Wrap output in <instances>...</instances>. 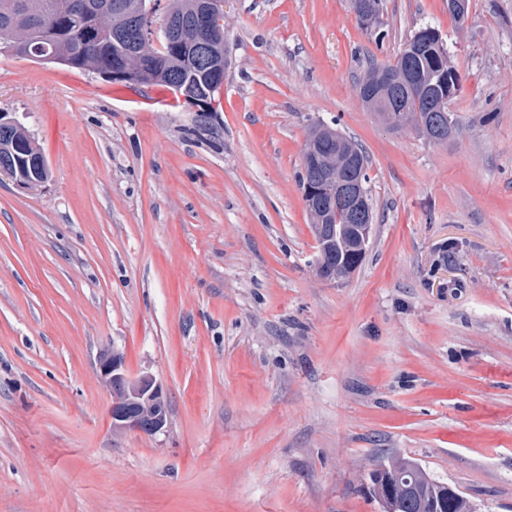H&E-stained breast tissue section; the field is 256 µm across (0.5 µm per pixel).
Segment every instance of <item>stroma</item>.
Instances as JSON below:
<instances>
[{
  "mask_svg": "<svg viewBox=\"0 0 512 512\" xmlns=\"http://www.w3.org/2000/svg\"><path fill=\"white\" fill-rule=\"evenodd\" d=\"M211 122L154 86L0 55L50 175L0 179V512H381L398 454L512 512V0H224ZM459 74L433 144L364 108L371 62L421 27ZM358 142L374 235L316 273L299 186L310 128ZM166 391L113 432L100 357Z\"/></svg>",
  "mask_w": 512,
  "mask_h": 512,
  "instance_id": "obj_1",
  "label": "stroma"
}]
</instances>
